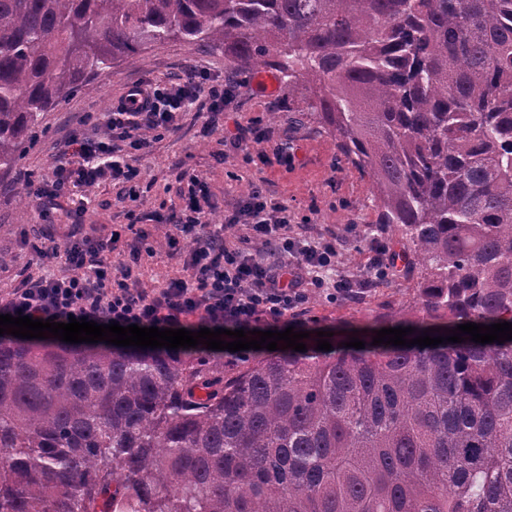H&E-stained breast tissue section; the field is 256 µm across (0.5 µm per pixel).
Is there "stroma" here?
<instances>
[{"label": "stroma", "mask_w": 512, "mask_h": 512, "mask_svg": "<svg viewBox=\"0 0 512 512\" xmlns=\"http://www.w3.org/2000/svg\"><path fill=\"white\" fill-rule=\"evenodd\" d=\"M214 79L234 77L236 94L224 110V124L203 132L198 112L184 113L179 128L166 134L148 152L135 153L131 163L140 172L138 201L125 196L122 181L108 180L91 193L83 216L84 231L97 238L113 227L130 223L132 215L145 218L153 230L179 203L185 173L202 176L210 191L213 223H221L225 210L247 196L252 185H263L269 198L284 204L291 216V231L311 238H335L338 273H366L372 256L371 241H386L394 254V271L384 287L362 288L350 298L334 301L311 295L307 304V331L333 332L336 339L381 330L385 316L413 304L416 292L404 274L412 257L411 245L395 233L382 230L367 174L352 167L336 145V138L313 115L307 114L304 90L289 91L286 82L275 90L256 86L255 74L231 67L224 53L195 43L171 41L154 44L134 58H118L107 75L97 78L99 92L70 93L40 116L39 125L21 160L0 172V291H9L20 277L45 273L43 262L21 244L24 230L38 224L35 210H21L14 189L21 174L33 182L47 178L58 143L84 113L108 112L128 87L140 80L179 81L198 69ZM261 124L271 130L269 142L259 149L267 161L245 162L230 140L237 129ZM287 147L293 160L280 165L278 147Z\"/></svg>", "instance_id": "1"}]
</instances>
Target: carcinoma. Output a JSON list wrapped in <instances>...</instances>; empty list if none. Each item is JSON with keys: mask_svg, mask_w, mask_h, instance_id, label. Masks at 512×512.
I'll list each match as a JSON object with an SVG mask.
<instances>
[{"mask_svg": "<svg viewBox=\"0 0 512 512\" xmlns=\"http://www.w3.org/2000/svg\"><path fill=\"white\" fill-rule=\"evenodd\" d=\"M273 70L413 246L414 339L512 323V0H0V170L119 56ZM234 369L0 338V512H512V340Z\"/></svg>", "mask_w": 512, "mask_h": 512, "instance_id": "obj_1", "label": "carcinoma"}]
</instances>
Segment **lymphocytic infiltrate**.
<instances>
[{
    "label": "lymphocytic infiltrate",
    "mask_w": 512,
    "mask_h": 512,
    "mask_svg": "<svg viewBox=\"0 0 512 512\" xmlns=\"http://www.w3.org/2000/svg\"><path fill=\"white\" fill-rule=\"evenodd\" d=\"M236 86V80L213 81L203 71L174 84L136 83L108 112L106 138L86 134L97 118L84 115L55 156L52 179L35 190L40 225L27 241L44 262L61 257L65 266L21 280L0 295V314L64 323L83 317L99 324L195 332L282 331L299 325L312 292L331 299L351 296L360 279L325 278L336 268L335 241L290 235L287 206L272 202L258 185L225 211L223 224L215 225L206 181L185 175L181 205L164 226V244L169 255L180 259L182 274L162 288L148 290L140 283L147 233L133 230L128 240L117 232L106 239L83 233L89 191L105 177L127 183L128 199H138L139 172L118 156L117 142L134 152L147 150L193 109L204 116L205 128H215ZM64 220L70 230L60 238L55 227ZM117 251L122 258L116 262L112 255Z\"/></svg>",
    "instance_id": "lymphocytic-infiltrate-1"
}]
</instances>
